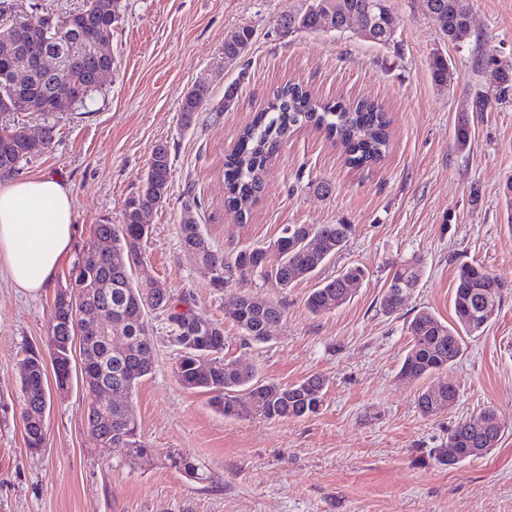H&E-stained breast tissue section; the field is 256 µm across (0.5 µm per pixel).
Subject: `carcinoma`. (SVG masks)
Listing matches in <instances>:
<instances>
[{
    "label": "carcinoma",
    "mask_w": 512,
    "mask_h": 512,
    "mask_svg": "<svg viewBox=\"0 0 512 512\" xmlns=\"http://www.w3.org/2000/svg\"><path fill=\"white\" fill-rule=\"evenodd\" d=\"M389 0H312L303 13L286 16L284 30H320L322 20L330 14L336 22V31H344L346 16L355 13L369 21L376 16L386 25L397 23V17L388 5ZM437 11L436 20L442 32L453 43H463L470 36L468 0H430ZM119 22L117 5L107 0H82L77 10L59 19L45 14L33 23L15 28L11 46L0 47V115L37 110L49 115L50 81L38 79L26 88H18L9 80L8 69L32 36V25H53L52 35L67 36L79 28L85 34V51L64 72L76 87L77 95L71 111L85 106L92 94L99 90L97 71L113 66L112 57L97 54L101 40L112 41L115 25ZM252 31L239 28L224 38V58L238 60L250 47ZM485 65L497 70V100L512 96V67L498 66L490 56ZM429 70L433 82H448V60L432 54ZM211 100L210 85L196 81L181 106L182 125H192L196 112ZM311 124L336 139L344 148L346 161L352 166H365L380 161L388 149V117L383 107L369 99L352 104H330L318 99L310 90L287 84L278 90L268 107L257 113L241 133L234 149L226 157L224 180L228 190V206L248 197H258L263 189L265 169L277 154L295 126ZM25 132L16 125L0 123V179L18 173L20 164L34 151L24 144ZM171 156L165 145L156 146L148 159L146 177L138 194L126 203L120 224L95 225L93 239L84 249L75 267L71 290L55 297V318L61 326L48 331L49 346L54 358L52 368L56 392H68L71 382L73 341L81 325L85 304H95L112 311V336L124 343L120 353L110 351L93 340L82 344L83 360L90 370L82 379L88 395V425L90 431L104 445L115 442L129 448L128 460L164 457L170 465L189 479H203L201 466L180 451L161 452L149 447L138 437V421L131 401L118 402L104 390L121 391L130 396L139 382L152 370L154 349L153 329L147 319L150 307L165 315L170 342L179 350L174 374L187 390L212 394L211 402L228 418L264 419L267 421H295L316 414L324 402L323 379L312 375L301 381L282 385L264 380L254 366L244 368L224 359V323L206 316L188 305L187 299L173 297L167 288L157 282L136 283L132 266L141 262L142 244L148 237L150 225L139 221L140 213L163 205L168 197L171 179ZM178 225L183 251L209 279L214 288L224 289L230 273L241 283L261 279L283 290L316 275L336 257L353 233L351 224H289L271 242L278 246L280 260L274 266L266 264L264 246H246L227 257L217 250L202 225L190 215ZM420 260L417 258L393 263L392 275L381 300L382 310L393 314L400 306L397 295L418 287ZM365 271L349 266L338 276L323 280L307 296L306 306L315 315L325 314L345 305L351 299L346 284L361 280ZM508 288L483 267L462 263L458 266L453 291L454 322L448 325L428 310L417 312L407 324L411 345L402 365V375L414 378L429 377L448 369L461 355L463 337L480 335L487 321L471 312L479 303L500 305ZM225 317L240 329L246 341L255 345L272 340L269 328L285 316L283 302L241 289L225 301ZM208 359L206 369L198 367ZM46 369L39 354L31 352L22 360L19 394L22 403V421L26 447L40 451L46 447L47 429L42 411L51 405L52 396L46 388ZM457 398L455 385L442 381L421 389L417 406L425 417L440 414L439 406H451ZM502 436L496 428L481 434L470 421L457 423L448 431L445 447L435 451L436 459L453 467L472 457L474 448H494Z\"/></svg>",
    "instance_id": "cac0c4a2"
}]
</instances>
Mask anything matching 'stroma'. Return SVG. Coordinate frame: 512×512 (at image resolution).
Returning a JSON list of instances; mask_svg holds the SVG:
<instances>
[{
  "label": "stroma",
  "mask_w": 512,
  "mask_h": 512,
  "mask_svg": "<svg viewBox=\"0 0 512 512\" xmlns=\"http://www.w3.org/2000/svg\"><path fill=\"white\" fill-rule=\"evenodd\" d=\"M308 0H120L112 37V72L86 107L44 116L10 115L40 136L55 127L49 149L22 162V173L54 174L76 200L81 254L94 225L120 223L155 146L167 145L172 169L168 199L149 215L152 231L134 266L136 281L164 283L175 297L223 321L224 356L255 365L261 377L294 383L325 381L324 402L299 421L228 419L208 394L184 389L174 369L179 352L167 340L164 315L153 310V371L131 400L150 447L188 453L211 472L194 482L152 458L131 465L125 449L99 444L87 425L80 380L46 415L47 447L24 440L16 392L27 350L48 355L55 297L70 286L71 264L37 294L14 288L0 273V512H512V215L503 187L512 177V98L495 101L483 55L512 65V0H469L471 36L448 43L424 0H389L399 19L391 44L354 31L286 33L282 15ZM253 32L246 55L224 62V38ZM449 64L435 85L429 57ZM212 99L191 126L181 103L198 78ZM320 98L382 103L390 119L389 149L380 163L347 164L341 147L311 127L293 132L264 175L255 199L224 206V160L240 131L285 84ZM229 111H220L228 87ZM493 98L470 115L472 143L459 150L455 120L467 100ZM331 186L327 196L314 190ZM212 244L229 252L266 245L288 224H350L346 246L320 272L331 278L348 265L366 276L351 300L315 315L304 280L280 290L257 279L249 291L286 302L272 340L243 345L224 317V293L183 251L177 234L185 203ZM422 260L420 281L398 311L380 302L391 264ZM474 263L509 284L482 335L465 338L446 377L458 390L447 413L424 417L416 398L426 379L401 377L409 348L407 324L422 309L453 323L454 277ZM494 408L504 428L488 454L447 467L434 456L459 421Z\"/></svg>",
  "instance_id": "stroma-1"
}]
</instances>
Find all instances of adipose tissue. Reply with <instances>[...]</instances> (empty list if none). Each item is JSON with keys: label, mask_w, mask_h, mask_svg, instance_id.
I'll return each instance as SVG.
<instances>
[{"label": "adipose tissue", "mask_w": 512, "mask_h": 512, "mask_svg": "<svg viewBox=\"0 0 512 512\" xmlns=\"http://www.w3.org/2000/svg\"><path fill=\"white\" fill-rule=\"evenodd\" d=\"M77 230L70 188L50 175H19L0 184V268L11 284L37 293L70 256Z\"/></svg>", "instance_id": "obj_1"}]
</instances>
